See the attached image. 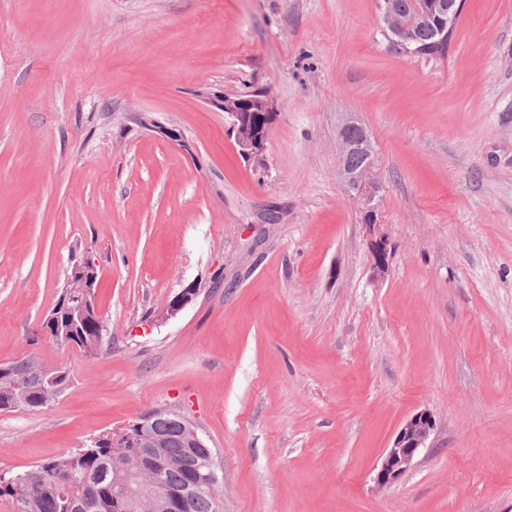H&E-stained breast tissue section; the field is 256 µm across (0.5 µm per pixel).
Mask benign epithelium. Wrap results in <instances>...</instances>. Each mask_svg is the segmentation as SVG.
Here are the masks:
<instances>
[{
  "instance_id": "obj_1",
  "label": "benign epithelium",
  "mask_w": 512,
  "mask_h": 512,
  "mask_svg": "<svg viewBox=\"0 0 512 512\" xmlns=\"http://www.w3.org/2000/svg\"><path fill=\"white\" fill-rule=\"evenodd\" d=\"M382 29L389 40L404 47L412 44V38L402 23L401 16L391 7L383 12ZM209 105L224 112L229 121V129L235 135V142L246 158L257 162L263 160L265 146L264 130L259 117L273 111L269 98L263 93L228 97L213 93L207 97ZM338 177L346 193L357 200L364 211L365 221L371 236L370 249L374 270L382 275L389 267V242L375 222L376 198L382 189L376 172L373 146L367 130L355 118H348L339 128L337 136ZM362 152L368 155L366 164L353 169L347 163L349 155ZM96 268L90 260L75 265L67 284L71 301L80 307L89 302L95 288ZM196 289L186 288L170 303L167 315L172 317L180 312L195 295ZM176 425L175 431L165 429V425ZM436 420L432 412L420 410L409 416L398 430L391 446L385 449L376 467L375 481L381 487L396 483L412 466L421 450L433 433ZM124 448H170L176 444L190 449L195 455L193 478L190 486L213 488L217 483L214 463L201 460L196 450L205 447L198 430L187 417L172 410H156L140 416L124 432Z\"/></svg>"
}]
</instances>
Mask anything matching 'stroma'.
Listing matches in <instances>:
<instances>
[{
  "label": "stroma",
  "mask_w": 512,
  "mask_h": 512,
  "mask_svg": "<svg viewBox=\"0 0 512 512\" xmlns=\"http://www.w3.org/2000/svg\"><path fill=\"white\" fill-rule=\"evenodd\" d=\"M380 10L0 0V363L71 376L0 412V475L173 409L217 453L220 512H512V0H464L440 61ZM215 92L272 100L264 164ZM349 114L384 183L382 276L337 174ZM86 259L93 356L42 329ZM421 409L426 448L377 487ZM435 425L433 413L426 409L417 411L404 421L375 468V481L379 486H390L406 473L421 450L426 448Z\"/></svg>",
  "instance_id": "stroma-1"
}]
</instances>
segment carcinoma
Returning <instances> with one entry per match:
<instances>
[{
	"label": "carcinoma",
	"instance_id": "obj_1",
	"mask_svg": "<svg viewBox=\"0 0 512 512\" xmlns=\"http://www.w3.org/2000/svg\"><path fill=\"white\" fill-rule=\"evenodd\" d=\"M440 12L414 27V54L439 58L448 51L442 37ZM44 320L52 339L92 354L102 347L104 322L95 310V300L83 308H71L58 298ZM70 383L66 370L48 369L35 359L9 362L0 368V412L39 409ZM113 438L102 437L74 452L28 467L6 478L0 476V496L15 499L19 512H139L148 499L154 512H168L167 498L153 495L159 484L170 492L184 489L191 478L193 458L189 449L158 448L161 466L156 473L140 471L139 449H126V456L113 460ZM176 512H217L210 490L186 492L176 502Z\"/></svg>",
	"mask_w": 512,
	"mask_h": 512
}]
</instances>
